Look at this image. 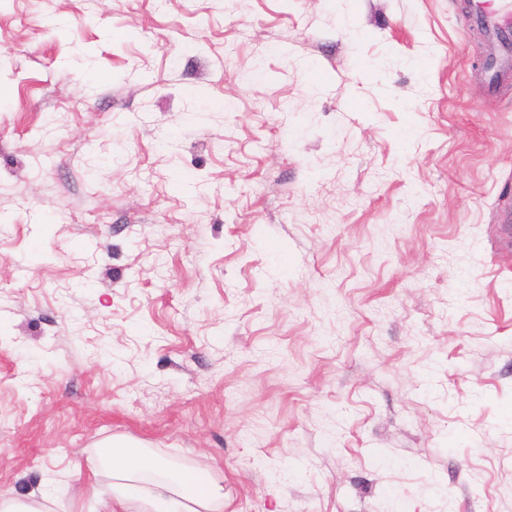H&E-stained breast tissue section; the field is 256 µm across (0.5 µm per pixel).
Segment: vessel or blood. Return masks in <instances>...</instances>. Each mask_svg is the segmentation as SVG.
Segmentation results:
<instances>
[{"label":"vessel or blood","instance_id":"obj_1","mask_svg":"<svg viewBox=\"0 0 512 512\" xmlns=\"http://www.w3.org/2000/svg\"><path fill=\"white\" fill-rule=\"evenodd\" d=\"M469 17L486 35L490 82L512 76V0H472Z\"/></svg>","mask_w":512,"mask_h":512}]
</instances>
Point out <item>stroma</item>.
<instances>
[{"label": "stroma", "instance_id": "1", "mask_svg": "<svg viewBox=\"0 0 512 512\" xmlns=\"http://www.w3.org/2000/svg\"><path fill=\"white\" fill-rule=\"evenodd\" d=\"M467 12L0 0V497L101 512L122 437L224 512H512V80Z\"/></svg>", "mask_w": 512, "mask_h": 512}]
</instances>
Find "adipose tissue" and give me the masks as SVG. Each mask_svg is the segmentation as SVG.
Listing matches in <instances>:
<instances>
[{
	"label": "adipose tissue",
	"mask_w": 512,
	"mask_h": 512,
	"mask_svg": "<svg viewBox=\"0 0 512 512\" xmlns=\"http://www.w3.org/2000/svg\"><path fill=\"white\" fill-rule=\"evenodd\" d=\"M94 466L111 480L104 512H223L222 488L204 465L171 472L140 443L111 438L97 445Z\"/></svg>",
	"instance_id": "adipose-tissue-1"
}]
</instances>
